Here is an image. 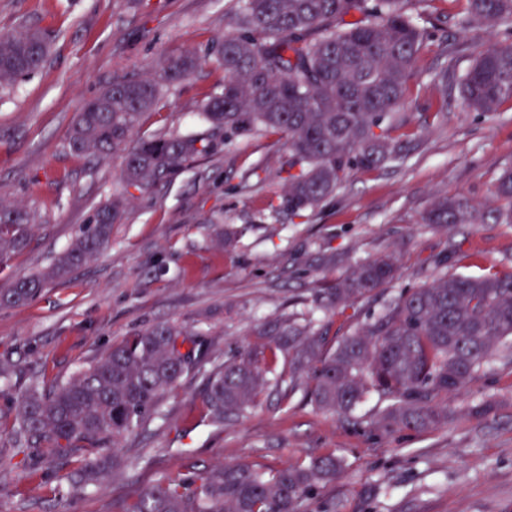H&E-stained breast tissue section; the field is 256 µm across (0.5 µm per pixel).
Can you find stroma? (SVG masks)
<instances>
[{"label": "stroma", "instance_id": "stroma-1", "mask_svg": "<svg viewBox=\"0 0 512 512\" xmlns=\"http://www.w3.org/2000/svg\"><path fill=\"white\" fill-rule=\"evenodd\" d=\"M237 7L238 0H0V30L37 28L49 42L43 66L0 96V200L41 215L27 248L0 266V289L48 265L120 190V159L96 166L65 147L77 113L114 77L140 78L163 54L197 51L198 69L164 91L139 132L207 134L199 106L224 83L214 51ZM465 9L466 0H431L421 16L404 160L351 171L312 215L274 217L262 198L282 190L277 171L288 149L273 136L237 140L155 193L131 198L125 222L113 226L98 255L26 305L0 308V360L14 366L10 388L0 389V512H121L161 479L233 462L270 472L325 453L336 454L342 469L302 501L301 512H512V347L505 344L453 399L447 424L425 433L379 434L372 425L385 405L379 398L348 421L284 382L219 428L206 417L203 375L191 373L160 414L122 442L125 467L85 489H68L65 463L35 472L11 436L18 394L32 379L45 388L64 381L156 323L203 334L219 360L263 344L262 323L309 312L332 344L401 289L430 284L431 263L441 256H452L456 273L512 271V224L446 231L421 222L439 195L497 207L494 183L512 167V101L487 117L457 90L473 61L458 26ZM443 70L444 87L437 82ZM219 211L237 231L232 242L217 243L205 222ZM385 254L396 256L398 280L344 312L315 308L320 284L342 277L348 261ZM326 255L343 265H324ZM484 398L492 409L472 414Z\"/></svg>", "mask_w": 512, "mask_h": 512}]
</instances>
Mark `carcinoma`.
Here are the masks:
<instances>
[{
  "mask_svg": "<svg viewBox=\"0 0 512 512\" xmlns=\"http://www.w3.org/2000/svg\"><path fill=\"white\" fill-rule=\"evenodd\" d=\"M240 2L233 31L215 52L224 90L202 102L207 136H135L163 89L197 69L200 57L193 50L162 56L150 76L113 79L77 114L67 147L90 161L121 158L122 190L98 207L66 252L1 290L0 307L27 303L103 249L113 225L124 223L133 192H154L198 157L240 138L284 141L288 168L279 173L286 186L267 198L266 207L298 217L321 208L351 170H377L407 156L410 140L393 132L408 123V81L424 33L404 6L419 12L425 0ZM466 2L460 27L469 34L512 23V0ZM351 13L361 19L344 22ZM47 54V38L37 29L0 32V88L34 72ZM459 93L483 115L512 100V42L476 44ZM495 194L503 205L489 212L463 197H437L423 223L512 224V168L498 176ZM36 222L35 213L0 201V264L25 248ZM449 262L448 256L436 260L439 273L431 284L401 291L330 348L311 318L264 323L259 335L272 343L227 357L206 374L202 401L211 423L222 426L255 403L284 344L290 389L306 379L320 410L349 417L376 393L387 401L375 421L385 434L445 423L448 396L483 372L496 345L512 342V271L463 276L448 272ZM398 278L390 255L359 259L343 277L325 283L316 302L343 310ZM207 356L202 339L169 323L114 343L65 382L48 390L31 383L15 418L13 447L73 464L67 484L87 487L123 465L117 445L158 414L164 397ZM340 467L332 453L273 473L230 463L148 485L122 512H300L303 499Z\"/></svg>",
  "mask_w": 512,
  "mask_h": 512,
  "instance_id": "obj_1",
  "label": "carcinoma"
}]
</instances>
